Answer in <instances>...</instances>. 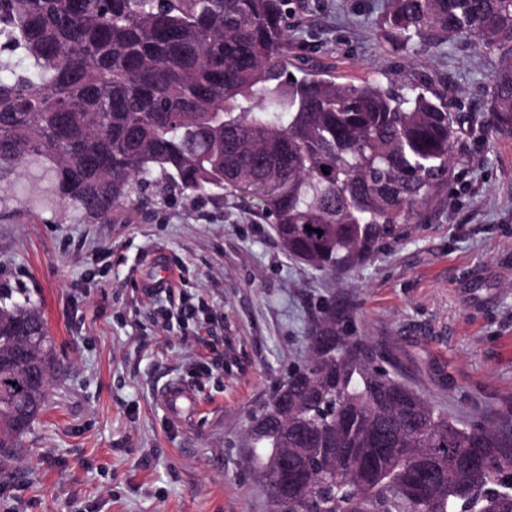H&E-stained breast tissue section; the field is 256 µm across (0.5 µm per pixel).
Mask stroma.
Masks as SVG:
<instances>
[{
	"mask_svg": "<svg viewBox=\"0 0 512 512\" xmlns=\"http://www.w3.org/2000/svg\"><path fill=\"white\" fill-rule=\"evenodd\" d=\"M385 0H297V56L345 79L432 78L477 122L427 220L331 276L288 259L252 203L172 194L122 221L0 220V286L34 302L56 364L44 409L0 448V512H273L252 416L308 358L329 301L449 415L512 421V132L486 112L497 59L459 44L408 62L376 34ZM158 256L176 274L145 295ZM176 383L195 397L172 416ZM160 399L168 411L176 417L186 413L195 404L193 395L178 384L167 385L161 392Z\"/></svg>",
	"mask_w": 512,
	"mask_h": 512,
	"instance_id": "obj_1",
	"label": "stroma"
}]
</instances>
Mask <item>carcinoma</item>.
I'll return each mask as SVG.
<instances>
[{
	"label": "carcinoma",
	"mask_w": 512,
	"mask_h": 512,
	"mask_svg": "<svg viewBox=\"0 0 512 512\" xmlns=\"http://www.w3.org/2000/svg\"><path fill=\"white\" fill-rule=\"evenodd\" d=\"M292 4L0 0V218L110 224L153 193L229 190L272 220L289 258L331 275L362 264L448 186L464 116L426 77L298 67ZM377 30L408 53L470 40L497 56L489 111L512 130V0H387ZM350 316L319 311L288 416L250 422L273 504L512 512V428L449 417L380 368ZM53 365L40 311L0 289L1 448L45 406Z\"/></svg>",
	"instance_id": "obj_1"
}]
</instances>
